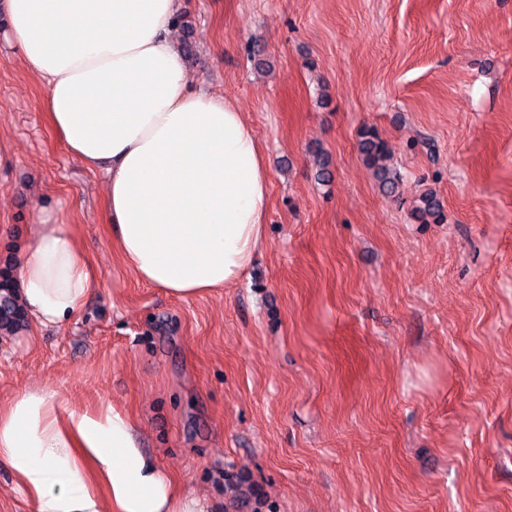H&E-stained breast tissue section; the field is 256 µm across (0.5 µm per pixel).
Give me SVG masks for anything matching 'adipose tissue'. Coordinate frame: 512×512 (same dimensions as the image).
<instances>
[{
    "mask_svg": "<svg viewBox=\"0 0 512 512\" xmlns=\"http://www.w3.org/2000/svg\"><path fill=\"white\" fill-rule=\"evenodd\" d=\"M182 0H5L6 32L46 83L52 127L106 173L112 243L176 298L237 283L264 242L269 174L256 132L224 96L192 89L173 36ZM32 326L78 313L97 274L76 225L43 218L15 263ZM0 466L38 512H207L146 459L117 407L64 406L43 388L0 404Z\"/></svg>",
    "mask_w": 512,
    "mask_h": 512,
    "instance_id": "obj_1",
    "label": "adipose tissue"
}]
</instances>
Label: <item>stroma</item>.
Returning <instances> with one entry per match:
<instances>
[{"label":"stroma","mask_w":512,"mask_h":512,"mask_svg":"<svg viewBox=\"0 0 512 512\" xmlns=\"http://www.w3.org/2000/svg\"><path fill=\"white\" fill-rule=\"evenodd\" d=\"M192 84L245 112L269 173L249 274L178 299L112 246L106 177L68 152L0 34V263L77 225L68 322L0 335V403L127 409L211 512H512V0H184ZM375 128L402 175L382 195ZM331 159L318 182L314 157ZM447 221L418 224L425 189ZM363 162L374 170L380 192L391 195L400 181V174L391 164L386 142L374 128H365L358 143Z\"/></svg>","instance_id":"35a3bbf8"}]
</instances>
